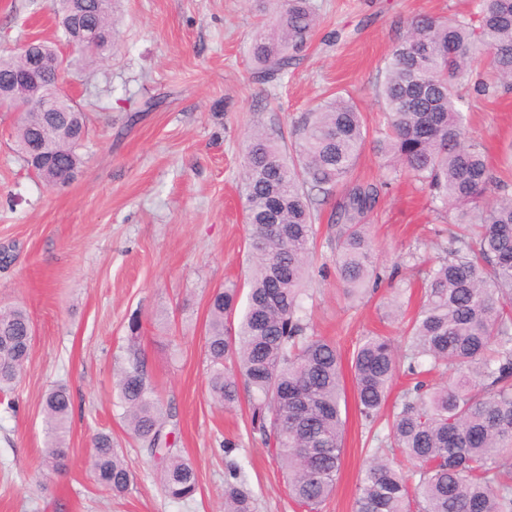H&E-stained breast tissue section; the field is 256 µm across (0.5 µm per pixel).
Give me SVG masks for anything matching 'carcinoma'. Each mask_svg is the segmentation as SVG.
I'll return each mask as SVG.
<instances>
[{
	"mask_svg": "<svg viewBox=\"0 0 512 512\" xmlns=\"http://www.w3.org/2000/svg\"><path fill=\"white\" fill-rule=\"evenodd\" d=\"M266 28L252 39L251 80L271 85L301 60L317 24L312 0H268ZM473 18L417 16L391 50L376 90L386 106L373 150L427 187L435 208L458 210L448 225L447 255L430 267L410 319L405 349L387 336L364 337L352 355L355 405L367 421L386 405L400 375L413 380L402 394L388 434L377 439L362 470L354 512H512V194L492 173L483 148L469 141L459 85L485 62L487 95L512 87V0H475ZM63 40L87 68L112 55V0H50ZM20 55L0 52V83L23 69ZM28 91L14 90L4 110L19 112L15 151L23 167L48 187L73 181L88 137L85 108L56 119L25 108ZM295 157L257 127L244 146L242 191L250 234L247 302L240 289L216 291L208 302L205 352L212 398L234 406L249 397L251 432L273 449L288 478L289 496L319 512L343 460L346 404L336 342L313 334L304 305L318 234L315 193L347 182L366 145L362 113L335 94L304 113L295 128ZM375 184H357L336 211V271L347 296L374 275L370 225ZM32 320L20 306L0 310V394L13 391L27 361ZM441 382H430L434 375ZM117 404L135 443L160 465L164 495L194 498L198 472L176 444L146 358L131 343L116 374ZM70 392L58 385L43 401L45 463L59 471L68 459ZM224 442V512H256L244 466ZM95 483L125 495L134 474L112 435L93 438Z\"/></svg>",
	"mask_w": 512,
	"mask_h": 512,
	"instance_id": "1",
	"label": "carcinoma"
}]
</instances>
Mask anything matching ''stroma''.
Segmentation results:
<instances>
[{"instance_id":"35a3bbf8","label":"stroma","mask_w":512,"mask_h":512,"mask_svg":"<svg viewBox=\"0 0 512 512\" xmlns=\"http://www.w3.org/2000/svg\"><path fill=\"white\" fill-rule=\"evenodd\" d=\"M266 0H119L120 42L111 59L71 75L77 101L95 121L71 183L47 187L12 151L17 116L0 112V307L20 305L34 326L29 358L0 403V512H220L225 440L238 446L257 512H300L278 460L250 433L247 402L225 408L207 385L204 335L211 294L243 283L249 260L243 149L263 127L292 150L293 125L319 100L353 98L369 133L384 124L376 90L391 49L418 14L464 18L473 0H315L319 17L300 64L281 83L252 82L251 38L267 19ZM0 50L19 52L31 37H56L48 0H0ZM470 140L493 168L512 157V90L491 97L464 89ZM378 186L365 218L380 280L348 298L336 274L340 193L318 207L316 263L304 305L317 335L335 340L343 361L371 332L402 345L401 322L387 318L394 299L418 303L424 256H444L448 215L432 210L418 182L365 149L353 174ZM140 316L138 345L178 448L197 469L194 499L175 503L156 466L132 441L116 405L114 372ZM72 399L69 466L41 464L42 405L55 384ZM404 380L366 426L347 407L343 466L322 512H353L370 432L386 434ZM111 433L135 475L120 498L89 471L91 439Z\"/></svg>"}]
</instances>
